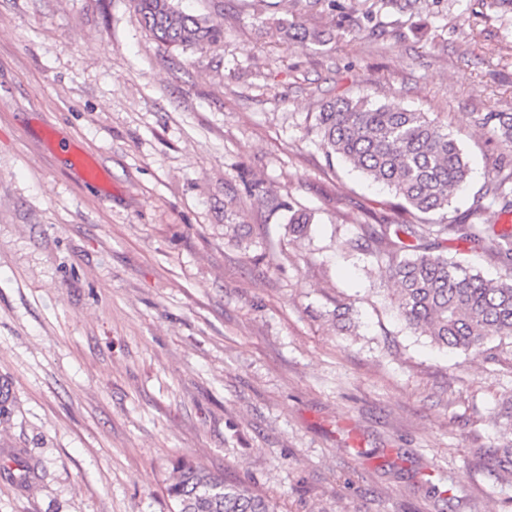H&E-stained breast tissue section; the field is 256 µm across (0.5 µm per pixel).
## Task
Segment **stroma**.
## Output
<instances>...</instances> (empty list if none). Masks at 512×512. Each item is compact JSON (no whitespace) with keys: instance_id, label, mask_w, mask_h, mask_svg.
<instances>
[{"instance_id":"stroma-1","label":"stroma","mask_w":512,"mask_h":512,"mask_svg":"<svg viewBox=\"0 0 512 512\" xmlns=\"http://www.w3.org/2000/svg\"><path fill=\"white\" fill-rule=\"evenodd\" d=\"M342 3L283 0L325 34L288 44L257 0H181L224 39L172 51L131 0H0V512H172L182 456L279 512H512V339L453 352L398 318L384 268L347 245L392 196L308 130L340 96L447 123L465 213L500 153L478 119L512 113V14Z\"/></svg>"}]
</instances>
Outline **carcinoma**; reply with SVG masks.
<instances>
[{
    "mask_svg": "<svg viewBox=\"0 0 512 512\" xmlns=\"http://www.w3.org/2000/svg\"><path fill=\"white\" fill-rule=\"evenodd\" d=\"M141 26L158 42L173 48L216 44L221 24L206 15L185 12L178 0H133ZM288 39L305 43L309 33L277 21ZM481 127L512 154V113L488 112ZM310 128L327 158L338 157L368 179L386 185L394 196L390 209L406 219L371 214L372 224L350 240L385 266L394 285L401 319L435 344L467 352H484L493 337L512 338V226L476 224L486 210L512 213V168L499 167L477 206L463 216L448 217L452 198L464 183L468 167L448 125L425 112L398 104L376 105L365 98L337 97L322 105ZM289 230L302 235L311 217L283 202ZM470 249L492 255L506 274L485 279L477 270L445 255L448 237ZM174 478L166 487L175 512H278L277 504L246 486L229 483L186 458L173 461Z\"/></svg>",
    "mask_w": 512,
    "mask_h": 512,
    "instance_id": "obj_1",
    "label": "carcinoma"
}]
</instances>
